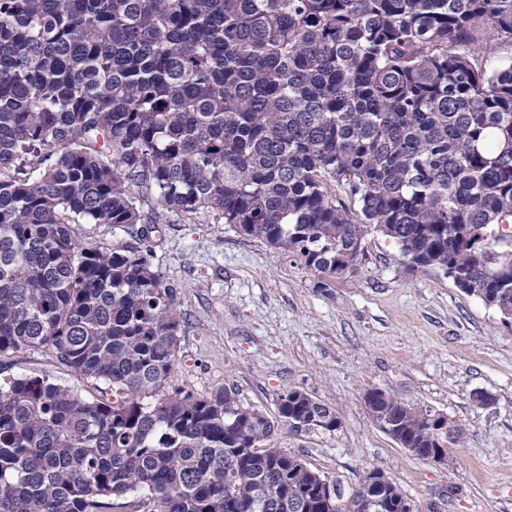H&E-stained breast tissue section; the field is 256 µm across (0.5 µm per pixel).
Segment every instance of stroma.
Masks as SVG:
<instances>
[{
    "label": "stroma",
    "instance_id": "obj_1",
    "mask_svg": "<svg viewBox=\"0 0 512 512\" xmlns=\"http://www.w3.org/2000/svg\"><path fill=\"white\" fill-rule=\"evenodd\" d=\"M151 244L182 317L166 392L227 387L273 418L283 392L306 391L340 427L284 426L274 443L344 489L377 469L415 512H512V327L493 308L436 270L408 271L376 234L364 238L356 271L326 287L295 257L204 211L173 217ZM23 375L101 395L45 349L0 361V379ZM374 389L459 425L447 464L411 454L370 419L363 397Z\"/></svg>",
    "mask_w": 512,
    "mask_h": 512
}]
</instances>
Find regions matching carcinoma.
I'll return each instance as SVG.
<instances>
[{
  "mask_svg": "<svg viewBox=\"0 0 512 512\" xmlns=\"http://www.w3.org/2000/svg\"><path fill=\"white\" fill-rule=\"evenodd\" d=\"M505 44L512 0H0V359L45 348L115 395L0 382V512H318L326 476L273 439L334 410L163 392L181 320L149 231L207 211L328 281L375 233L512 321L489 265L512 250V57L486 65ZM365 402L420 458L460 436ZM78 237L100 247H111L117 242L131 241L126 229L113 228L110 224H74Z\"/></svg>",
  "mask_w": 512,
  "mask_h": 512,
  "instance_id": "carcinoma-1",
  "label": "carcinoma"
}]
</instances>
